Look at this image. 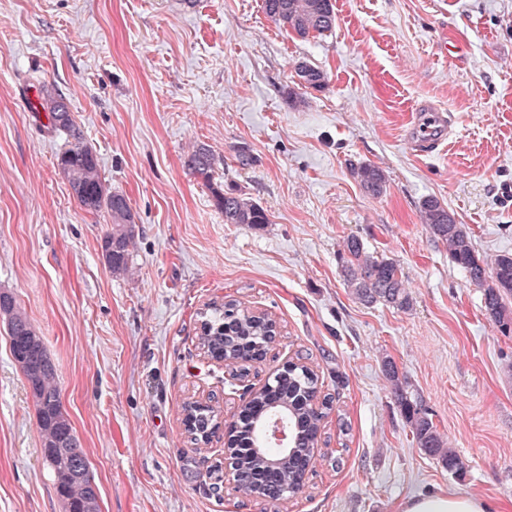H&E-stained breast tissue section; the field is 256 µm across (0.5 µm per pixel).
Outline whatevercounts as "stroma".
I'll list each match as a JSON object with an SVG mask.
<instances>
[{
  "label": "stroma",
  "instance_id": "stroma-1",
  "mask_svg": "<svg viewBox=\"0 0 512 512\" xmlns=\"http://www.w3.org/2000/svg\"><path fill=\"white\" fill-rule=\"evenodd\" d=\"M332 32L301 38L261 0H0V289L57 368L101 512H398L460 490L512 512V335L420 219L432 196L481 255L512 253V0H335ZM323 70L321 90L295 73ZM54 85L136 216L131 270L102 257L107 212L86 213L57 167L39 83ZM305 94L294 109L289 93ZM435 103L449 144L421 155L410 121ZM205 144L212 185L184 160ZM248 162H241L240 154ZM386 177L381 195L354 167ZM251 197L260 227L228 224L213 189ZM358 237L400 264L411 307L358 303L338 254ZM279 326L265 360L228 369L198 346L206 304ZM303 359L334 398L302 490L272 506L196 452L186 401L223 418L245 387ZM392 360L466 465L417 448L383 370ZM0 512H64L36 412L0 320ZM354 175L361 186L372 194L379 195L385 187V176L383 172L371 164H362L354 168Z\"/></svg>",
  "mask_w": 512,
  "mask_h": 512
}]
</instances>
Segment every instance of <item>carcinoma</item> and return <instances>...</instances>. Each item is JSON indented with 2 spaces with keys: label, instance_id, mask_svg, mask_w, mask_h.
<instances>
[{
  "label": "carcinoma",
  "instance_id": "cac0c4a2",
  "mask_svg": "<svg viewBox=\"0 0 512 512\" xmlns=\"http://www.w3.org/2000/svg\"><path fill=\"white\" fill-rule=\"evenodd\" d=\"M262 8L276 24L301 38L322 35L336 26L332 0H262ZM299 76L308 89L319 90L325 85L323 71L305 62L299 65ZM40 105L49 113L52 130L72 138L58 155L57 165L77 202L89 213L105 210L111 218V230L103 245L109 270L115 275L127 274L136 224L134 213L124 195L104 185L97 155L75 132L68 104L53 85L44 84L40 88ZM215 165L214 154L205 144L197 146L186 161L188 169L209 186ZM354 175L368 192L376 195L383 192L386 180L377 167L362 164L354 168ZM213 196L217 208L224 213L226 224L261 226L269 223L266 211L250 197L224 193L216 188ZM420 214L430 234L448 250L450 260L474 285L483 289L485 316L502 335H511L512 254H500L491 263L485 260L476 250L465 225L457 223L448 208L433 197L422 201ZM338 259L344 267L347 287L356 299L367 305L410 307L411 299L403 287L402 272L395 260L373 256L356 237L347 239ZM274 332L276 324L268 316L243 310L236 301L229 300L210 306V313L201 323L198 344L210 356L223 360L225 367L233 368L262 358ZM8 337L11 356L20 353L27 363L20 370L34 401L42 448H70L80 442L61 401L56 369L44 367L38 374L30 370L43 361L48 351L26 312L16 305L8 322ZM383 368L395 404L417 447L449 473L463 477L466 474L464 462L447 446L420 402L409 395L407 382L401 378L396 365L388 360ZM317 393L315 373L303 363L291 362L279 370L263 395L234 415L227 438L229 447L238 451V482L243 495L283 501L303 488L308 471L305 458L290 457L279 468L271 470L252 457L250 449L258 447L266 455L280 454L281 449L265 439V423L277 418L288 427L295 447H316L322 421L333 408V397L326 395L319 401ZM182 412L184 431L190 442L196 445V451H206L211 437L220 428L217 416L197 401L185 402ZM43 460L52 472L65 512H100L99 488L84 451L63 458L45 456Z\"/></svg>",
  "mask_w": 512,
  "mask_h": 512
}]
</instances>
